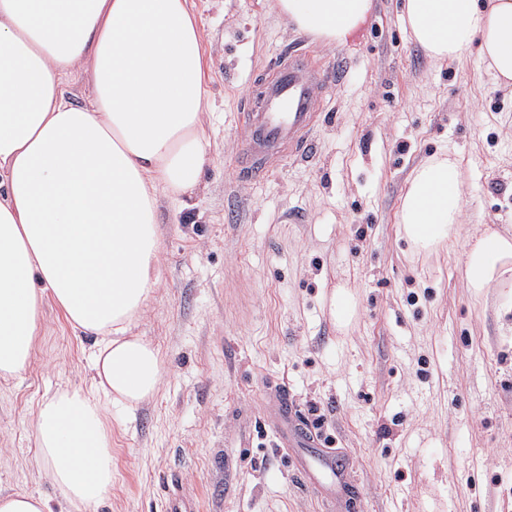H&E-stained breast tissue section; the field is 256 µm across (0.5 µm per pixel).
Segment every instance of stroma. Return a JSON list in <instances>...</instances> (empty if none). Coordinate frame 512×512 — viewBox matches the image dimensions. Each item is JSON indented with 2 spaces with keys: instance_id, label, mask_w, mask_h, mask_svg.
I'll list each match as a JSON object with an SVG mask.
<instances>
[{
  "instance_id": "stroma-1",
  "label": "stroma",
  "mask_w": 512,
  "mask_h": 512,
  "mask_svg": "<svg viewBox=\"0 0 512 512\" xmlns=\"http://www.w3.org/2000/svg\"><path fill=\"white\" fill-rule=\"evenodd\" d=\"M203 31L211 159L182 203L160 198L162 282L133 335L159 351L155 397L113 413L112 497L98 512H512V315L499 291L465 286L479 225L512 233V87L478 56L435 61L404 28L402 0H373L341 47L297 32L272 0H193ZM323 71L314 153L251 179L239 159L247 113L276 61ZM457 156L464 217L455 239L411 256L398 213L427 158ZM347 285L351 327L328 299ZM26 371L0 377V490L57 502L34 412L90 384L89 339L45 300ZM320 421L282 448L268 391ZM336 454L339 499L300 478L295 456Z\"/></svg>"
}]
</instances>
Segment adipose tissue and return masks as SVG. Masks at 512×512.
Wrapping results in <instances>:
<instances>
[{"label": "adipose tissue", "instance_id": "adipose-tissue-1", "mask_svg": "<svg viewBox=\"0 0 512 512\" xmlns=\"http://www.w3.org/2000/svg\"><path fill=\"white\" fill-rule=\"evenodd\" d=\"M296 30L347 44L372 0H275ZM402 20L435 60L471 45L512 84V0H404ZM202 30L191 0H0V376L25 372L52 299L92 337L95 375L44 396L34 436L65 512L112 496L105 409L137 410L165 368L131 327L162 280L160 195L192 194L209 155ZM83 69L85 103L67 79ZM464 211L448 155L415 169L400 222L414 252L449 240ZM467 286L512 289V236L465 250Z\"/></svg>", "mask_w": 512, "mask_h": 512}]
</instances>
